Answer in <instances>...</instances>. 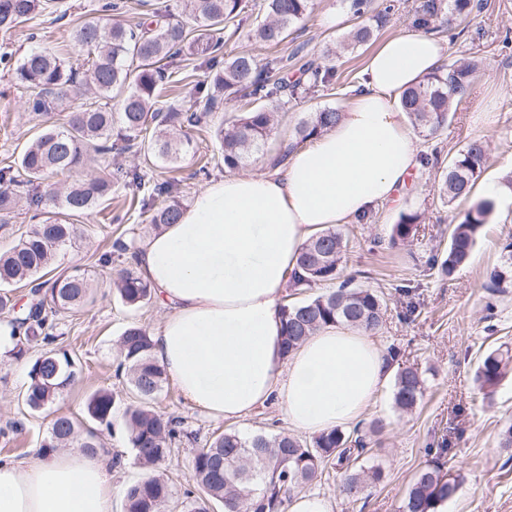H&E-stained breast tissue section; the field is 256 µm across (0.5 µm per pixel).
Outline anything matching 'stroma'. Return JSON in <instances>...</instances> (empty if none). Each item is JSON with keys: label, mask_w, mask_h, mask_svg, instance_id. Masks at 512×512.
<instances>
[{"label": "stroma", "mask_w": 512, "mask_h": 512, "mask_svg": "<svg viewBox=\"0 0 512 512\" xmlns=\"http://www.w3.org/2000/svg\"><path fill=\"white\" fill-rule=\"evenodd\" d=\"M64 2L66 16L47 13L11 31L0 30V54L18 59L31 50L44 49L83 62L74 33L96 0ZM260 3L248 0L243 25L235 31L225 30V55L246 52L264 62L288 55L302 44L318 64L337 71L335 87L279 103V122L268 148L269 155H274L284 149L295 127L310 113L343 108L373 47L367 44L337 53L339 42L353 25L348 18V0H315L312 12L292 27L284 42L262 45L249 36L265 18ZM482 4L461 31L449 29L445 17L436 21L441 39L448 44L449 59L475 58L480 66L472 96L458 104L436 141L421 144L427 153L439 149L445 162L468 142L483 141L487 160L476 182L480 188L512 177V0H482ZM205 73L199 60L186 57L181 63V81L163 96V105L194 109L200 101L198 89ZM240 107L239 101H226L207 125L188 128L186 134L195 151L184 156L177 167L146 161L139 154L112 157L113 167L139 168L144 187L117 184L111 200L103 203L99 212L80 218V238L75 245L61 249L51 266L56 276L80 269L90 277L88 303L60 316L57 325V345L76 359L78 377L53 404L33 411L25 405L23 395L29 363L43 353V345H30L20 356L0 358V460L33 461L57 416L84 419L91 392L101 387L122 392L115 376L117 341L130 323L153 329L162 311L154 301L140 309L124 306L112 285L115 269L122 266L121 258H113L108 268L101 267L98 259L128 231H135L142 243L153 235V227L140 214L150 184L176 180L181 201L187 204L206 184L207 179L195 175L200 165H208L209 179L224 177L215 131ZM481 111L492 113V122L480 121L477 114ZM44 125L42 116L24 111L12 70L0 65V167L17 162L28 141ZM438 177L436 168L430 166L414 170L395 200L365 220L340 227L348 240L342 262L344 274L357 275L359 282L382 291L387 300L388 317L377 334L379 342L382 347L397 348L398 366L417 368L426 384L423 401L411 414L403 416L395 411L388 387L367 413V420L383 425L367 462L383 469L384 480L367 492L362 512H398L411 479L432 461V449L443 445L449 449L451 467L461 475L447 512H512V456L498 445L501 429L512 420V376L490 395L474 381L482 355L504 344L512 347V287L497 297L495 321L484 318L488 300L485 285L491 271L503 261L504 245L512 241V206L496 210L485 224L469 262L452 276H442L432 268L431 259L446 249L454 213L439 196ZM408 211L423 217L417 237L410 243L389 246L393 224L400 213ZM410 304L416 311L407 318L403 312ZM156 408L182 417L194 433L193 439L175 443L172 455L162 465L180 495L190 484L193 450L202 447L212 434L224 431L227 424L190 407L170 382L165 383ZM102 443L110 457L121 461L113 472V483L119 489L113 498V512H123L122 489L140 480L144 471L134 462L121 413H114L112 430L103 435Z\"/></svg>", "instance_id": "stroma-1"}]
</instances>
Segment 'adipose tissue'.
Here are the masks:
<instances>
[{"instance_id":"ef3b65f1","label":"adipose tissue","mask_w":512,"mask_h":512,"mask_svg":"<svg viewBox=\"0 0 512 512\" xmlns=\"http://www.w3.org/2000/svg\"><path fill=\"white\" fill-rule=\"evenodd\" d=\"M445 53L430 35L386 39L335 128L273 170L210 182L141 248L138 269L165 310L152 356L191 407L236 422L271 403L309 435L365 417L391 375L384 349L369 333L329 326L284 354L281 297L312 234L390 201L419 167L400 98ZM115 492L106 457L0 462V512H112Z\"/></svg>"}]
</instances>
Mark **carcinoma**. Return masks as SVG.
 I'll use <instances>...</instances> for the list:
<instances>
[{
  "mask_svg": "<svg viewBox=\"0 0 512 512\" xmlns=\"http://www.w3.org/2000/svg\"><path fill=\"white\" fill-rule=\"evenodd\" d=\"M187 24L172 18L168 10L144 0V17L136 24L120 20L108 28L101 16H119L126 8L124 0H100L93 5L95 16L85 20L76 37L87 57L76 68L66 57L47 51H32L14 69L16 85L25 90L24 107L29 112L49 114L67 100L77 97L81 104L69 112L60 125H47L33 138L18 160V167L0 168V232L9 224L20 203L48 208L42 221L20 235L5 253H0V313L10 316L18 331V343L56 341L53 329L57 317L84 304L90 294L85 274L60 275L52 282L42 280L57 250L75 243L78 234L73 219L89 214L102 200L112 195L114 182L142 185L143 175L136 168L97 174L60 189L50 176L106 161L112 155L144 151L169 166L181 161L189 151L190 139L177 133L186 126H201L210 114L222 109L224 101L236 97L248 99L240 115L218 137L224 167L238 170L267 154L268 141L275 125V113L268 104L287 93L327 88L336 82V69L322 67L301 55V48L286 57H275L261 66L254 56L240 54L224 59L220 31L233 22L242 23L246 0H181ZM314 0H263L265 20L253 31L254 39L264 44H279L288 38L290 28L309 14ZM349 8L360 23L344 38L343 49L353 50L377 36L388 23L394 9L391 3L379 10L371 0H349ZM457 20H464L481 8L480 0H424L414 24L428 33L443 9ZM65 16L60 0H0V29L8 31L17 24L35 19L48 10ZM187 54L203 60L209 70L213 92L206 94L201 110L182 112L157 107L164 86L178 82V59ZM299 66L306 81H273L270 70ZM476 65L452 62L426 76L403 92L400 105L418 134L425 140L436 138L446 124L456 96L470 91ZM121 98L119 122L124 134L112 138L114 115L103 99ZM341 118L335 108L312 113L295 127V136L304 142L331 128ZM151 138H146V135ZM486 161V147L475 140L448 162L442 170L439 195L448 206L472 199V191ZM163 197L165 203L154 209L143 203L149 223L160 229L177 223L182 203L171 181L152 185L149 197ZM492 201L473 203L461 219L448 225V250L433 259L440 273L452 275L467 264L481 228L493 210ZM422 223L417 212L402 213L392 225L390 244H404L415 237ZM115 251L126 257L127 266L117 273L114 285L120 301L139 309L151 300L150 284L134 268L132 257L139 250L135 239L116 240ZM347 241L342 232L329 228L314 235L302 248L298 268L290 274L294 288H319L314 296L281 305L285 336L284 354H290L308 336L327 325H347L378 332L387 313L384 294L356 283L355 278H339ZM504 264L490 274L488 289L493 294L512 283V243L506 246ZM30 286L29 300L16 313L11 287ZM151 340L143 326L133 322L118 343L120 358L116 375L125 378L128 402L123 409L128 441L135 459L146 476L131 484L125 492V512H163L168 505L181 512H210L218 501L228 512H287L291 498L322 478L327 470L336 471L340 491L350 503L364 499L367 489L382 481L378 465L359 461L371 451L373 437L383 425L374 421L358 425L348 432L339 428L302 439L285 431L275 434H247L227 429L212 437L194 452L192 477L201 489L199 497L175 499L173 485L157 467L171 454L172 445L193 438L183 418L158 413L155 400L166 382L164 370L151 355ZM512 370V357L499 348L483 357L476 371L480 388L492 393ZM76 364L63 349H52L29 365L25 402L32 410L52 404L74 380ZM424 380L417 369L404 367L394 376L393 407L408 413L419 406ZM120 394L109 388L91 393L86 419L93 426L61 415L51 423L40 448L52 452L76 447L89 454L103 450L99 434L112 428V415ZM448 449H435L436 458L414 476L399 506V512H436V506L457 491L460 475L445 470L442 459Z\"/></svg>",
  "mask_w": 512,
  "mask_h": 512,
  "instance_id": "cac0c4a2",
  "label": "carcinoma"
}]
</instances>
